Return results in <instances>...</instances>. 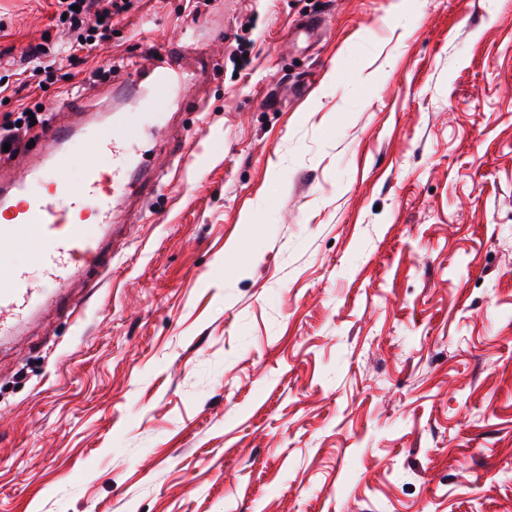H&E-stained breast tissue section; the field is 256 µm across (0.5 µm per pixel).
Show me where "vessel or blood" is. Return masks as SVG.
Instances as JSON below:
<instances>
[{
	"label": "vessel or blood",
	"mask_w": 512,
	"mask_h": 512,
	"mask_svg": "<svg viewBox=\"0 0 512 512\" xmlns=\"http://www.w3.org/2000/svg\"><path fill=\"white\" fill-rule=\"evenodd\" d=\"M149 77L152 94L161 102L194 79L193 73L175 69L164 55L153 61ZM149 125L160 127L159 113H135L117 131L90 140L88 121L49 122L42 133V157L31 161L22 179L0 181V211L12 218L11 223L0 224V251L19 245L33 254L32 263L0 268L1 337L17 335L77 277L109 266L116 197L130 184L153 181L139 162L141 130ZM89 143L98 156L110 160V172L90 162L75 181H60L59 172ZM83 213L92 214L94 223H76V216Z\"/></svg>",
	"instance_id": "obj_1"
}]
</instances>
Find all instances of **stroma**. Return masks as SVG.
Returning <instances> with one entry per match:
<instances>
[{
	"label": "stroma",
	"instance_id": "1",
	"mask_svg": "<svg viewBox=\"0 0 512 512\" xmlns=\"http://www.w3.org/2000/svg\"><path fill=\"white\" fill-rule=\"evenodd\" d=\"M132 3L32 102L209 54L111 274L0 339V512H512V0Z\"/></svg>",
	"mask_w": 512,
	"mask_h": 512
}]
</instances>
